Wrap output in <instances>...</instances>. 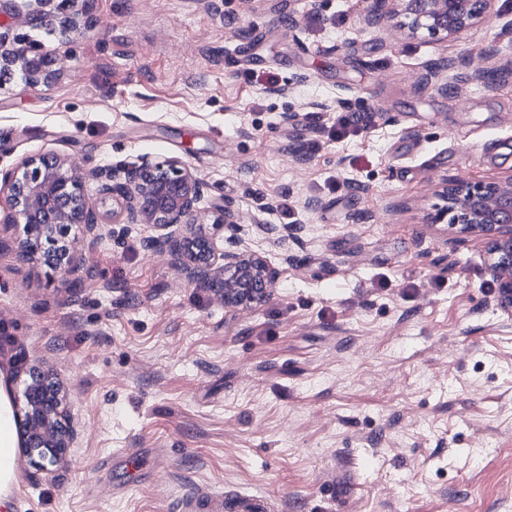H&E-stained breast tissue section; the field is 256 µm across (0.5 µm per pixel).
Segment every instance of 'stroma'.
Returning <instances> with one entry per match:
<instances>
[{
    "mask_svg": "<svg viewBox=\"0 0 512 512\" xmlns=\"http://www.w3.org/2000/svg\"><path fill=\"white\" fill-rule=\"evenodd\" d=\"M33 7L0 0V38L62 63L46 84L0 79V169L180 157L202 207L231 202L281 276L234 312L140 226L106 234L75 281L5 240L0 386L21 391L28 357L80 426L53 479L18 457L9 512H212L230 494L271 512H512V318L482 238L427 221L443 179L512 175V0L445 42L367 24L357 0H93L67 44ZM491 46L486 80H460L453 61ZM357 109L370 126L330 137Z\"/></svg>",
    "mask_w": 512,
    "mask_h": 512,
    "instance_id": "1",
    "label": "stroma"
}]
</instances>
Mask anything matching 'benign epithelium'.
<instances>
[{
    "label": "benign epithelium",
    "mask_w": 512,
    "mask_h": 512,
    "mask_svg": "<svg viewBox=\"0 0 512 512\" xmlns=\"http://www.w3.org/2000/svg\"><path fill=\"white\" fill-rule=\"evenodd\" d=\"M497 0H366L365 21L394 22L409 37L426 35L442 41L459 38L490 20ZM73 16L60 22V37L70 42L84 34L78 18L88 14L91 0H72ZM54 49L31 50L0 41V75L22 73L26 83L48 82L58 71ZM98 184L112 210L97 212L87 197V178ZM203 180L179 157L143 155L122 168L90 172L69 158L34 155L16 167L0 170V235L16 234L19 254L39 260L68 277L84 268L82 253H92L103 239V224H141L153 235L147 249L167 253L187 281L208 289L231 310L251 309L269 299L279 276L261 244L242 235L227 205L200 207ZM445 205L427 216L430 224H446L460 234L483 238L485 260L498 310L512 318V176L497 182L444 180ZM83 230L81 241L70 237ZM23 452L38 456L40 469L65 463L76 438L68 420L66 395L56 377L29 370L17 401Z\"/></svg>",
    "instance_id": "benign-epithelium-1"
}]
</instances>
